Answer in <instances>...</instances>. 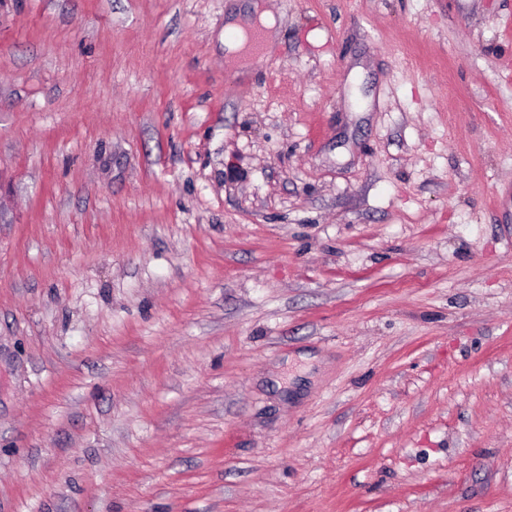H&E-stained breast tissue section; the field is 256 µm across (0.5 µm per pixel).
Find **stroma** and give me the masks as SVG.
Returning <instances> with one entry per match:
<instances>
[{"label": "stroma", "instance_id": "1", "mask_svg": "<svg viewBox=\"0 0 512 512\" xmlns=\"http://www.w3.org/2000/svg\"><path fill=\"white\" fill-rule=\"evenodd\" d=\"M0 0V512H512V0ZM250 12L252 13V15L243 17L242 19L234 20L233 22H230L227 25L226 31L235 32L239 37L238 42H234L225 38L224 33V47L227 48V52L230 55L231 60H233V58H238L240 49L244 47V44L246 42L244 32L247 27H250L253 24V15L258 16L260 24L266 29L263 53L269 56L275 50V28L277 24L276 18L274 17V15H272L270 12L266 10L259 11V4L257 2L251 4Z\"/></svg>", "mask_w": 512, "mask_h": 512}]
</instances>
